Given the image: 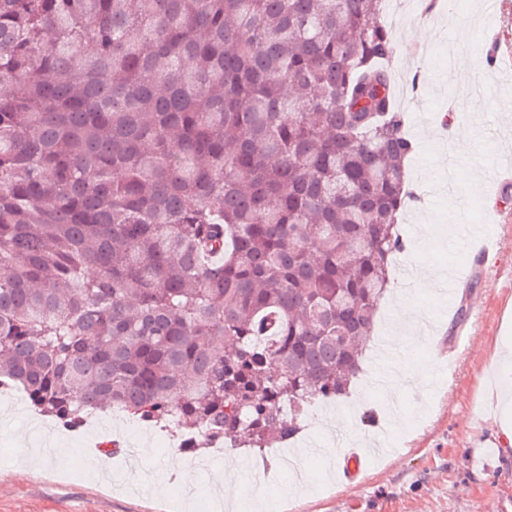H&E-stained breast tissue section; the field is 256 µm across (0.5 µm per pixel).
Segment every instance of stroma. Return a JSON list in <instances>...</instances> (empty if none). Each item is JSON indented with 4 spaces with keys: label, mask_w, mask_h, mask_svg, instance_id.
Listing matches in <instances>:
<instances>
[{
    "label": "stroma",
    "mask_w": 512,
    "mask_h": 512,
    "mask_svg": "<svg viewBox=\"0 0 512 512\" xmlns=\"http://www.w3.org/2000/svg\"><path fill=\"white\" fill-rule=\"evenodd\" d=\"M469 2L440 0L433 21L420 18L422 4L415 0L414 14L393 23L394 94L417 145L410 182L421 192L399 225L407 248L396 256L391 278L403 291L386 293L380 304L360 379L346 397L310 405L303 419L298 445L324 440L329 456L298 462L314 487L288 499L292 480L281 476L282 455L273 448L258 455L228 442L222 458L208 449L193 457L174 445L177 428L139 426L118 409L72 433L36 414L20 396L0 401V512H213L207 502L228 458L241 465L231 487L238 512H250L259 495L274 505L286 503L285 512H512V451L489 418L504 395L503 368L493 364L492 347L499 336L512 335V191L498 195L493 181L498 168L512 165V95L498 92L503 81L512 82V71L487 67L481 59L491 39L501 54L512 53V0H498L496 22L489 26L474 17ZM452 51L467 59L463 72L449 65ZM417 73L424 79L415 95H407ZM449 111L450 125L443 121ZM457 128L469 129L475 139L474 152L458 164L467 174L480 170L482 178L452 189L448 142ZM417 266L464 270L474 285L457 286L451 294L404 285V269ZM462 306L467 313L460 321ZM406 307L429 316V333L399 321ZM388 336L396 339L395 362L407 378L393 397L371 386L383 370L379 343ZM394 399L414 420L413 430L387 422ZM339 416L349 420L360 445L361 464L350 480L343 476L349 456L326 429ZM134 426L141 437L156 440L142 462L150 487L139 494L123 488L130 478L123 455L109 458L104 481L91 452L101 436L123 440ZM176 456L193 464L196 505H176L169 492V463ZM263 469L274 477L260 486L254 474Z\"/></svg>",
    "instance_id": "35a3bbf8"
}]
</instances>
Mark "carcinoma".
I'll return each mask as SVG.
<instances>
[{"label":"carcinoma","mask_w":512,"mask_h":512,"mask_svg":"<svg viewBox=\"0 0 512 512\" xmlns=\"http://www.w3.org/2000/svg\"><path fill=\"white\" fill-rule=\"evenodd\" d=\"M393 54L384 0H0V383L294 440L406 249Z\"/></svg>","instance_id":"1"}]
</instances>
